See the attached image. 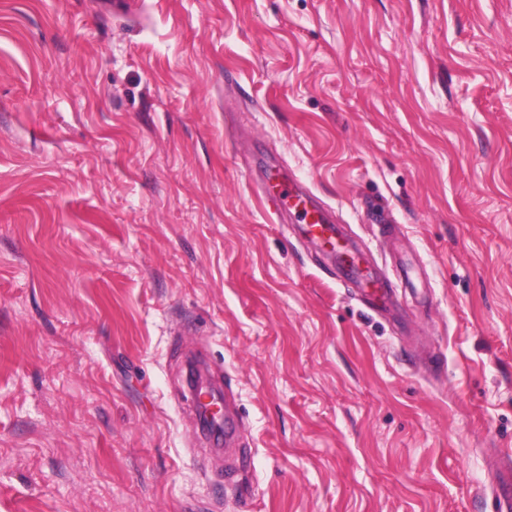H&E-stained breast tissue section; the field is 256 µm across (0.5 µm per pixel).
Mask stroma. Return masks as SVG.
<instances>
[{
	"instance_id": "35a3bbf8",
	"label": "stroma",
	"mask_w": 512,
	"mask_h": 512,
	"mask_svg": "<svg viewBox=\"0 0 512 512\" xmlns=\"http://www.w3.org/2000/svg\"><path fill=\"white\" fill-rule=\"evenodd\" d=\"M508 450L512 0H0V512H492ZM277 172L266 175L265 186L260 192L266 207L276 215L283 211L294 213L311 240L343 250L330 212L297 179L281 173L279 169ZM195 397L199 402L200 406V421L202 426L211 436H220L222 433L221 427L224 423V433L229 431V422L226 414L224 415V399L220 390L213 389L202 385L198 381L194 385ZM207 404L208 406V420L215 421V425L212 427L203 420L201 416V405Z\"/></svg>"
}]
</instances>
